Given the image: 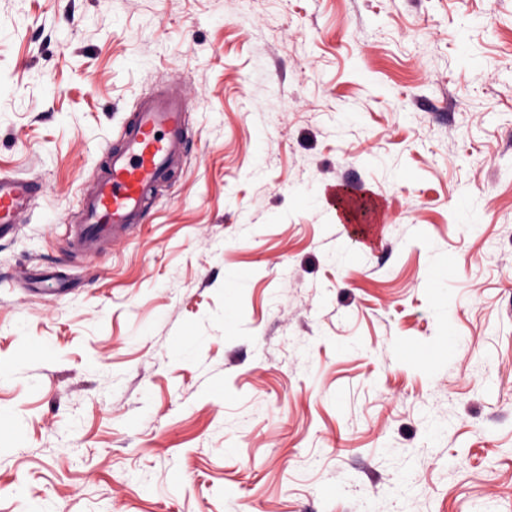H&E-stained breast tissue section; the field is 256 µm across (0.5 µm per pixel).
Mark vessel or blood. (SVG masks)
Returning <instances> with one entry per match:
<instances>
[{
    "mask_svg": "<svg viewBox=\"0 0 512 512\" xmlns=\"http://www.w3.org/2000/svg\"><path fill=\"white\" fill-rule=\"evenodd\" d=\"M186 110L180 95L166 87L138 100L117 146L83 191L78 216L68 227L73 253L94 257L104 243L141 223L147 200L184 158ZM39 189L31 178L0 176V238L12 234Z\"/></svg>",
    "mask_w": 512,
    "mask_h": 512,
    "instance_id": "1",
    "label": "vessel or blood"
}]
</instances>
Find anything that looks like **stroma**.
Returning <instances> with one entry per match:
<instances>
[{
  "label": "stroma",
  "instance_id": "35a3bbf8",
  "mask_svg": "<svg viewBox=\"0 0 512 512\" xmlns=\"http://www.w3.org/2000/svg\"><path fill=\"white\" fill-rule=\"evenodd\" d=\"M162 85L185 164L80 258ZM0 173V512H512V0H0ZM40 188L39 183L28 177L0 176V238L13 233L20 214L31 208Z\"/></svg>",
  "mask_w": 512,
  "mask_h": 512
}]
</instances>
